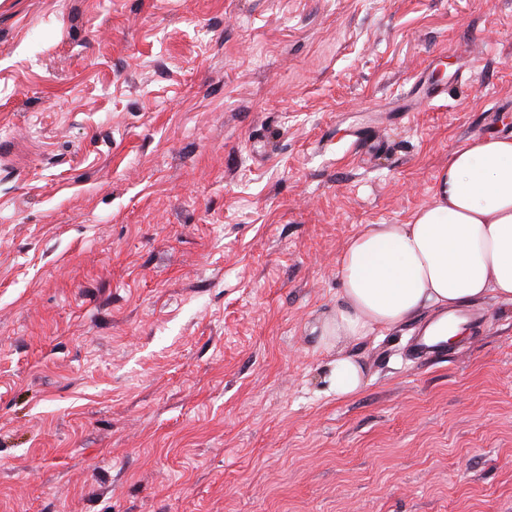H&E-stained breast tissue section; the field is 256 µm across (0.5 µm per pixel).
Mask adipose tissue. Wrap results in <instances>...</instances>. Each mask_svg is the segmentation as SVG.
<instances>
[{
  "label": "adipose tissue",
  "instance_id": "1",
  "mask_svg": "<svg viewBox=\"0 0 512 512\" xmlns=\"http://www.w3.org/2000/svg\"><path fill=\"white\" fill-rule=\"evenodd\" d=\"M342 305L325 323L338 343L401 325L425 308L492 295L512 304V135L455 150L430 204L405 224H372L339 261Z\"/></svg>",
  "mask_w": 512,
  "mask_h": 512
}]
</instances>
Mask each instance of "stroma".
<instances>
[{
    "mask_svg": "<svg viewBox=\"0 0 512 512\" xmlns=\"http://www.w3.org/2000/svg\"><path fill=\"white\" fill-rule=\"evenodd\" d=\"M490 133L512 0H0V512H512V304L321 336ZM429 325L430 323L414 336L410 345L411 353L417 358L429 359L445 355L446 345L436 341L432 336L426 335ZM363 383L362 368L351 358L337 356L331 375V386L343 397L357 392Z\"/></svg>",
    "mask_w": 512,
    "mask_h": 512,
    "instance_id": "1",
    "label": "stroma"
}]
</instances>
